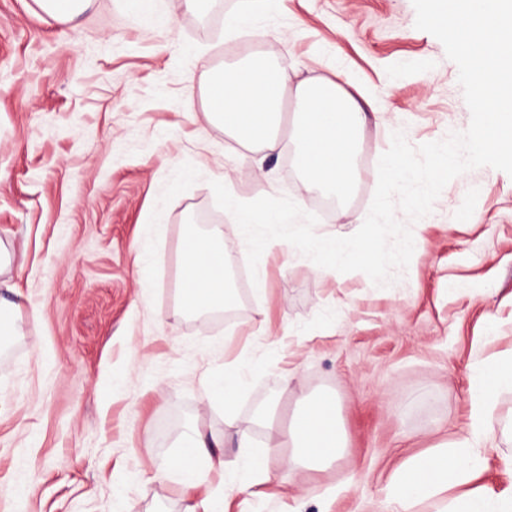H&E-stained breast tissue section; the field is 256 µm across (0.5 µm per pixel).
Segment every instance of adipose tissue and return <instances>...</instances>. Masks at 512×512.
<instances>
[{"mask_svg":"<svg viewBox=\"0 0 512 512\" xmlns=\"http://www.w3.org/2000/svg\"><path fill=\"white\" fill-rule=\"evenodd\" d=\"M341 74L294 79L277 67L272 54L243 59L227 66L204 67L200 82L204 120L222 127L239 147L268 156L292 143L308 185L342 195L355 176L359 132L370 120L383 119L376 100L349 93ZM230 258L212 236L186 234L179 259L176 303L185 315L220 311L235 301L229 280ZM512 389V356L494 358L474 367L469 381L470 422L456 441L410 457L392 476L389 489L395 512H414L425 501L441 512H512V487L496 494L472 490L481 468L479 450L495 442L494 401ZM224 438L192 425L183 451L157 471L176 475L197 488L209 472L224 470ZM247 478L242 493L259 497L272 471L290 475L293 468L319 469L340 460L345 447L336 397L331 393L299 399L288 428L255 443L247 431L237 434Z\"/></svg>","mask_w":512,"mask_h":512,"instance_id":"ef3b65f1","label":"adipose tissue"}]
</instances>
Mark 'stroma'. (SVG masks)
Segmentation results:
<instances>
[{
	"mask_svg": "<svg viewBox=\"0 0 512 512\" xmlns=\"http://www.w3.org/2000/svg\"><path fill=\"white\" fill-rule=\"evenodd\" d=\"M244 2L213 0L202 15L156 0L169 23L151 28L128 0H93L67 23L36 0H0V242L21 268L25 329L0 339V512H124L128 493L136 512H184L201 490L156 479L158 466L195 421L266 440L256 409L286 371L278 422L301 396L334 393L346 454L248 499L232 491L245 472L225 449L227 512H387L393 472L462 434L473 366L512 353V176L490 167L451 180L412 224L416 248L392 285L318 274L284 243L262 253L255 293L212 180L228 175L251 201L289 197L318 216L316 233L346 232L368 213L393 132L418 146L466 130L471 114L412 0H283L260 36L229 25ZM258 50L303 77L344 71L348 91L386 104L333 209L293 153L256 166L185 114L202 62ZM199 211L197 232L221 234L234 258L236 300L188 317L178 260ZM235 358L245 377L228 414L201 380ZM511 454L507 442L483 449L477 486H512Z\"/></svg>",
	"mask_w": 512,
	"mask_h": 512,
	"instance_id": "35a3bbf8",
	"label": "stroma"
}]
</instances>
